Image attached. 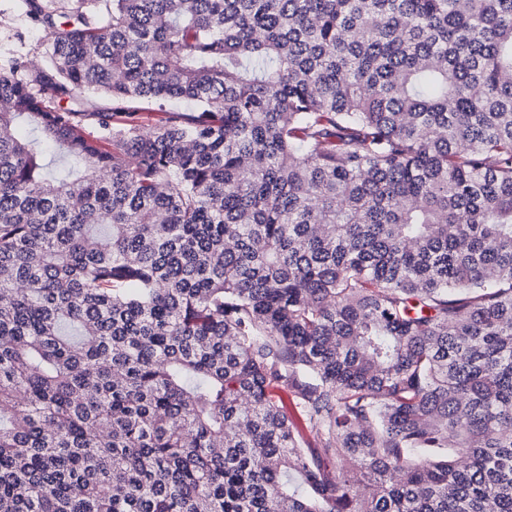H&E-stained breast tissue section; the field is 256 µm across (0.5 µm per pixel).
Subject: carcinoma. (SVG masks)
Here are the masks:
<instances>
[{"label":"carcinoma","mask_w":512,"mask_h":512,"mask_svg":"<svg viewBox=\"0 0 512 512\" xmlns=\"http://www.w3.org/2000/svg\"><path fill=\"white\" fill-rule=\"evenodd\" d=\"M19 8L0 512H512V0Z\"/></svg>","instance_id":"obj_1"}]
</instances>
